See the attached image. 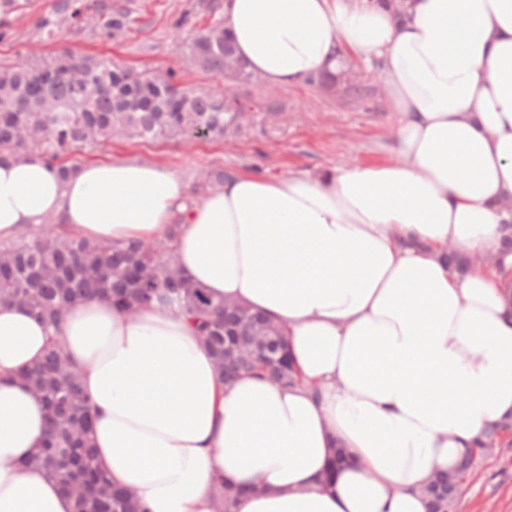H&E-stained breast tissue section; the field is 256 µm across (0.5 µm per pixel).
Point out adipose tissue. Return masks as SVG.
I'll list each match as a JSON object with an SVG mask.
<instances>
[{"label": "adipose tissue", "mask_w": 512, "mask_h": 512, "mask_svg": "<svg viewBox=\"0 0 512 512\" xmlns=\"http://www.w3.org/2000/svg\"><path fill=\"white\" fill-rule=\"evenodd\" d=\"M226 0L237 56L267 85L376 68L398 117L394 160L316 177L236 174L197 197L169 167L37 154L0 162V240L59 217L95 242L176 229L183 271L279 322L302 384H224L183 318L108 299L72 305L66 355L91 399L112 485L148 512H430L424 488L494 424H512V0ZM482 265L455 270L452 255ZM49 331L0 303V512H74L26 468L45 427L17 380ZM351 459L332 488L336 449Z\"/></svg>", "instance_id": "obj_1"}]
</instances>
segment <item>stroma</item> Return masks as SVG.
Returning <instances> with one entry per match:
<instances>
[{
    "label": "stroma",
    "instance_id": "obj_1",
    "mask_svg": "<svg viewBox=\"0 0 512 512\" xmlns=\"http://www.w3.org/2000/svg\"><path fill=\"white\" fill-rule=\"evenodd\" d=\"M60 0H17L14 10L0 9V65L22 66L33 58L61 51L93 55L136 70L172 69L193 88L226 90L221 78L191 65L192 41L224 16V0H102L127 11L124 36H108L102 20L72 26L54 34L38 28L41 19L56 18ZM358 97L343 93L342 84L305 82L287 89L263 81L237 87L244 131L222 140L129 142L87 145L76 152L78 163L138 161L166 165L189 185L202 172H258L266 176L310 177L355 165L392 159L397 119L390 112L374 69L353 59L348 69ZM453 512H512V428L502 432L495 448L462 486Z\"/></svg>",
    "mask_w": 512,
    "mask_h": 512
}]
</instances>
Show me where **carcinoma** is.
<instances>
[{
  "label": "carcinoma",
  "mask_w": 512,
  "mask_h": 512,
  "mask_svg": "<svg viewBox=\"0 0 512 512\" xmlns=\"http://www.w3.org/2000/svg\"><path fill=\"white\" fill-rule=\"evenodd\" d=\"M103 5L91 0H61L59 13L80 22ZM129 23L122 11L104 22L108 35ZM235 48L219 22L198 37L189 57L206 72L231 83L247 82L242 61L228 65ZM158 81L110 60L62 52L26 67H0V158L37 153L65 175L74 170L68 157L88 143L114 138L164 141L194 134L220 139L241 131L243 109L222 95L193 91L167 72ZM50 226L36 237L22 229L0 241V302L26 307L54 333L42 361L20 378L42 395L45 438L27 466L53 477L75 503V512H146L134 494L112 486L96 461L90 433L88 398L78 373L62 359L57 336L69 305L108 298L124 311L157 303L185 318L212 351L226 382L243 374L293 386L295 366L277 360L282 329L244 305L211 297L179 267L170 238L154 246L138 241L124 248L63 237ZM503 426L491 428L452 474L439 475L427 497L435 512H452L461 486L497 444Z\"/></svg>",
  "instance_id": "cac0c4a2"
}]
</instances>
